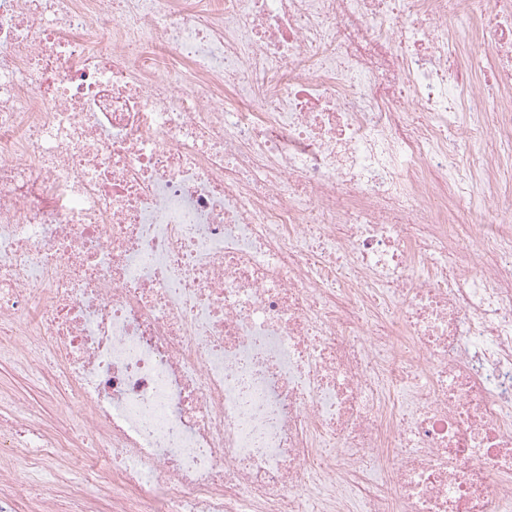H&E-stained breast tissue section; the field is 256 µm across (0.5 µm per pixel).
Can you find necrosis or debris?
Here are the masks:
<instances>
[{
	"label": "necrosis or debris",
	"mask_w": 512,
	"mask_h": 512,
	"mask_svg": "<svg viewBox=\"0 0 512 512\" xmlns=\"http://www.w3.org/2000/svg\"><path fill=\"white\" fill-rule=\"evenodd\" d=\"M509 195L512 0H0V512H512ZM0 383L2 388L18 389L23 392L30 393L34 398L39 401L41 408L39 409L43 423L52 425L55 429H59L63 437L68 435V427L64 422V410L67 399V392L64 388L59 389L54 395L44 397L40 395L35 389L31 388L25 380L18 375L14 374L8 368L0 370Z\"/></svg>",
	"instance_id": "4bbe7bcc"
}]
</instances>
